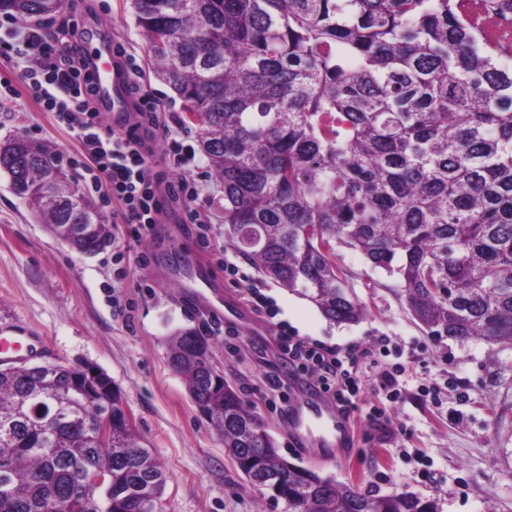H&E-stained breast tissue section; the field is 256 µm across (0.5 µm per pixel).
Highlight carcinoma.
Returning a JSON list of instances; mask_svg holds the SVG:
<instances>
[{
	"mask_svg": "<svg viewBox=\"0 0 512 512\" xmlns=\"http://www.w3.org/2000/svg\"><path fill=\"white\" fill-rule=\"evenodd\" d=\"M63 0H0V15L42 22ZM156 76L198 115L202 150L224 191V238L257 271L329 321L365 307L336 246L399 278L426 333L512 343V0H130ZM10 189L81 254L108 224L42 140L0 141ZM195 407L242 478L277 473L288 512H439L434 499L360 492L319 478L305 488L255 408L214 384L208 340L167 339ZM61 361L0 368V512H157L167 479L121 399L76 386ZM112 416V436L97 425ZM55 417V426L44 422ZM79 468L111 489L75 492Z\"/></svg>",
	"mask_w": 512,
	"mask_h": 512,
	"instance_id": "carcinoma-1",
	"label": "carcinoma"
}]
</instances>
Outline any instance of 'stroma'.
Returning <instances> with one entry per match:
<instances>
[{
  "instance_id": "1",
  "label": "stroma",
  "mask_w": 512,
  "mask_h": 512,
  "mask_svg": "<svg viewBox=\"0 0 512 512\" xmlns=\"http://www.w3.org/2000/svg\"><path fill=\"white\" fill-rule=\"evenodd\" d=\"M68 23L82 33L105 29L123 44L167 125L184 128L180 102L154 74L149 41L129 0H74L42 29L52 35ZM17 134L52 143L75 180H82L88 158L76 132L44 109L22 69L0 63V140ZM188 173L197 187L190 211L210 227L209 251L200 250L188 211L178 209L173 223L155 225L140 243L123 239V225L113 226L114 245L124 251L118 266L111 251L87 256L54 238L0 173V328L20 323L41 338L30 362H90L111 377L168 477L158 512H286L284 503L261 497L239 477L222 437L191 403L169 360L167 338L178 330L205 332L225 380L255 406L284 457L364 492L436 499L440 512H512V344L427 335L401 302L396 277L342 246L338 263L367 315L356 324L330 323L310 301L260 277L225 242L224 193L204 154ZM222 257L277 309L272 320L255 315L264 335L240 328L231 349L223 328H208V304L173 283L207 268L222 295L249 309L246 290L225 281ZM282 323L309 341L354 350L361 362L407 368L409 381L395 406L377 386L366 385L349 415L344 460L298 445L288 410L268 403L265 379L285 368L272 354L257 362L254 350L272 345ZM376 407L384 409L383 419L371 418Z\"/></svg>"
}]
</instances>
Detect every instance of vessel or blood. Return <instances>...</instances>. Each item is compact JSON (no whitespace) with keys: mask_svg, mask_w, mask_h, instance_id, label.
Here are the masks:
<instances>
[{"mask_svg":"<svg viewBox=\"0 0 512 512\" xmlns=\"http://www.w3.org/2000/svg\"><path fill=\"white\" fill-rule=\"evenodd\" d=\"M86 44L95 67L92 71L94 97L99 111L112 117L116 126L124 125L128 112L132 109V100L126 76L118 67L113 43L88 34ZM38 341L29 336L25 328L0 333V361L11 362L19 354L36 350ZM292 427L299 444H306L311 428H320L323 432L319 442L327 448L347 447L350 440V428L337 406L324 399L314 388H307L297 401L292 416Z\"/></svg>","mask_w":512,"mask_h":512,"instance_id":"vessel-or-blood-1","label":"vessel or blood"}]
</instances>
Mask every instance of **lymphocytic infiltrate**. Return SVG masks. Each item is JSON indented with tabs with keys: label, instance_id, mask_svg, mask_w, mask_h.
<instances>
[{
	"label": "lymphocytic infiltrate",
	"instance_id": "f902f5d3",
	"mask_svg": "<svg viewBox=\"0 0 512 512\" xmlns=\"http://www.w3.org/2000/svg\"><path fill=\"white\" fill-rule=\"evenodd\" d=\"M12 57L26 61V77L36 98L60 120L78 129L91 158L90 185L107 178L112 187L114 215L134 239L142 238L158 224L164 210L187 206L197 193L188 176L166 179L155 169L149 134L163 130L169 165L182 169L194 161L195 150L184 134L163 129L155 99L135 90L133 120L123 136L102 133L91 85L90 58L82 48L59 45L40 29L15 30ZM276 357L290 368L288 377L267 376L269 390L287 401L291 382L302 380L328 394L341 412L357 409L365 371L355 352L340 347L312 343L288 327H280L274 342Z\"/></svg>",
	"mask_w": 512,
	"mask_h": 512
}]
</instances>
